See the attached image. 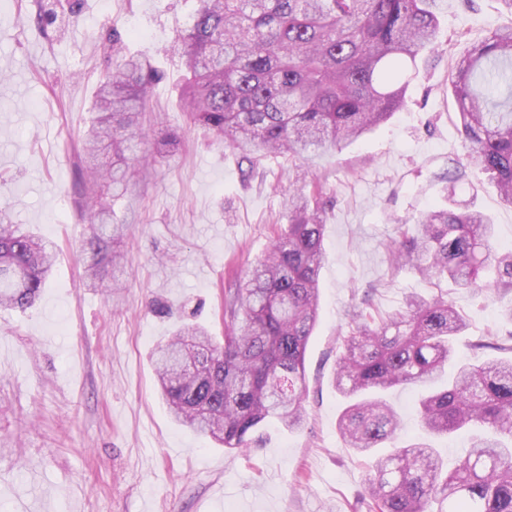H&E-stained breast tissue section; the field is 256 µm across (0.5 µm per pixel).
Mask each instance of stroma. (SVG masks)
<instances>
[{
    "label": "stroma",
    "mask_w": 512,
    "mask_h": 512,
    "mask_svg": "<svg viewBox=\"0 0 512 512\" xmlns=\"http://www.w3.org/2000/svg\"><path fill=\"white\" fill-rule=\"evenodd\" d=\"M53 0H0V201L57 247L54 271L26 311L0 310V512H367L368 460L341 440L336 360L354 312L385 317L410 295L445 290L467 326L457 359L490 357L489 333L512 329V297L391 270L400 224L446 197L463 153L448 72L490 27H512L498 0H441V45L406 107L339 153L309 163L278 154L247 167L176 108L182 34L198 0H77L52 24L29 16ZM163 73L146 123L161 148L112 204L128 231L110 292L87 285L79 249L93 195L76 166L94 93L112 65L111 32ZM315 197L325 224L319 319L305 356L301 427L259 426L230 453L177 425L160 398L151 352L186 323L224 336V290L289 224L288 198ZM454 200L487 214L512 247V206L469 171ZM414 387L387 398L403 440L421 437Z\"/></svg>",
    "instance_id": "stroma-1"
}]
</instances>
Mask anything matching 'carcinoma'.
<instances>
[{"instance_id": "obj_1", "label": "carcinoma", "mask_w": 512, "mask_h": 512, "mask_svg": "<svg viewBox=\"0 0 512 512\" xmlns=\"http://www.w3.org/2000/svg\"><path fill=\"white\" fill-rule=\"evenodd\" d=\"M436 0H200L183 35L181 109L252 163L268 153L306 160L340 150L406 105L417 58L439 44ZM115 64L100 81L85 132L92 182L111 197L128 189L152 133L142 123L160 71L124 52L112 33ZM464 152L450 160L448 183L483 172L512 206V29H494L448 73ZM288 231L245 273L224 304V341L185 325L157 346L162 396L173 419L227 451L248 445L261 423L301 425L305 354L318 319V275L325 224L301 195L288 199ZM84 241L90 286L110 288L112 201L89 204ZM400 231L393 268L456 287L512 293V248H501L481 212L435 206ZM54 246L13 222L0 206V308L25 310L51 272ZM463 317L440 294L408 297L405 309L377 319L359 312L344 336L335 388L344 400L337 429L370 458L368 512H512V356L458 364L440 389ZM422 388L419 418L428 435L475 427L448 473L427 443L397 444L400 422L385 393ZM380 448L390 452L377 455Z\"/></svg>"}]
</instances>
